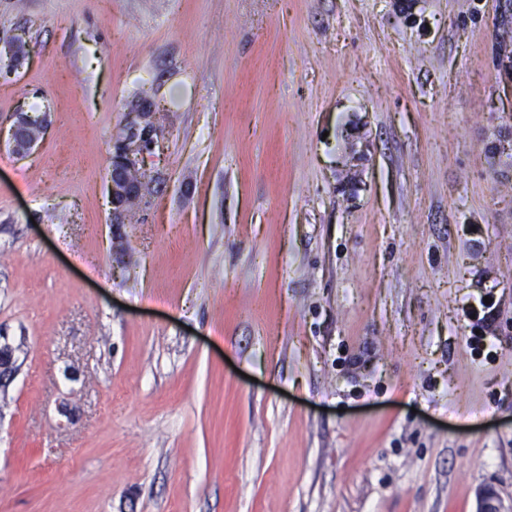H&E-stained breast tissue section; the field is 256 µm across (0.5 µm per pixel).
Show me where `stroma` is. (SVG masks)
<instances>
[{"label": "stroma", "mask_w": 512, "mask_h": 512, "mask_svg": "<svg viewBox=\"0 0 512 512\" xmlns=\"http://www.w3.org/2000/svg\"><path fill=\"white\" fill-rule=\"evenodd\" d=\"M0 512L512 501L506 0H0ZM162 176L113 232L123 107ZM491 297L496 317L467 316ZM34 115L27 112H15L10 128L8 144L11 152L16 156H26L31 153L40 136L49 126V113Z\"/></svg>", "instance_id": "1"}]
</instances>
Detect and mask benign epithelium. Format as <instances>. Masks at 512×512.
Returning <instances> with one entry per match:
<instances>
[{
  "mask_svg": "<svg viewBox=\"0 0 512 512\" xmlns=\"http://www.w3.org/2000/svg\"><path fill=\"white\" fill-rule=\"evenodd\" d=\"M49 126V113L39 117L27 112L14 113L8 144L16 156L31 153L40 136ZM162 114L149 99L131 102L123 112L119 133L112 140V165L106 177L110 225L117 229L126 223L128 204L147 207L158 177L154 174V155L163 146ZM142 168L146 176L129 177V172ZM477 512H512L491 487L480 490Z\"/></svg>",
  "mask_w": 512,
  "mask_h": 512,
  "instance_id": "7a95c632",
  "label": "benign epithelium"
}]
</instances>
